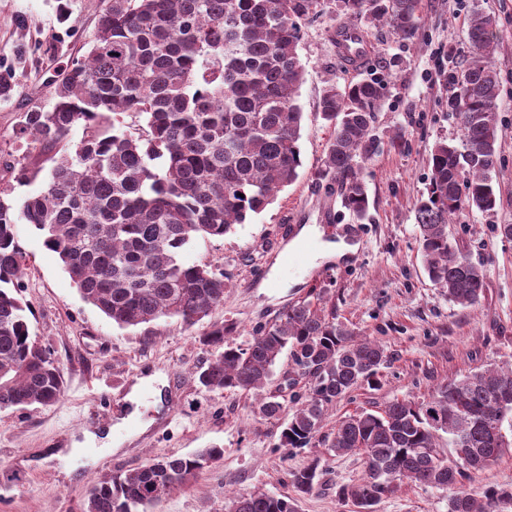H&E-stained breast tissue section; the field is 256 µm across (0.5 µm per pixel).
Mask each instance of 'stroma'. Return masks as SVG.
<instances>
[{
  "instance_id": "obj_1",
  "label": "stroma",
  "mask_w": 512,
  "mask_h": 512,
  "mask_svg": "<svg viewBox=\"0 0 512 512\" xmlns=\"http://www.w3.org/2000/svg\"><path fill=\"white\" fill-rule=\"evenodd\" d=\"M476 10L499 21L503 137L493 173L495 210H463L448 226L453 244L486 275L482 301L463 308L425 272L414 204L426 193L435 144L461 143L448 109L457 92L449 74L469 57L467 18ZM98 11L97 0H0V69L11 72L14 85L10 98H0V188L9 199L22 201L44 186L40 178L18 183L6 170L10 164H43L39 149L15 137L19 116L34 101L49 103L47 86L61 65L88 52ZM345 21L337 0H321L313 18L301 23L305 81L297 180L232 233L197 239L187 253L189 261L231 274L224 303L211 318L232 325L235 344L247 345L257 326L317 294L324 309H335L338 323L384 347L388 359L379 387L360 386L331 405L321 438L356 411L395 399L420 401L443 380L512 363V239L495 230L512 224V0H420L414 33L405 40L385 22L364 23L369 52L364 63L352 66L336 52V29ZM361 80L384 86L376 127L385 146L361 166L369 211L360 222L344 208L339 187L321 177L333 128L319 102L325 86ZM399 130L405 134L401 146H389ZM306 224L317 226L320 241L343 240L356 252L312 258L302 267L284 263L288 245ZM18 234L27 254L22 282L30 333L63 369L65 392L49 407L0 411V512H80L100 472L213 446L223 448V458L155 512H224L225 495L238 492L290 497L293 473L314 462L318 485L301 500L299 512H351L336 489L361 476L359 456L336 455L321 438L306 448H279L281 422L258 412L290 370L289 356L280 357L265 388L205 391L197 372L213 356L202 343L207 323L188 327L162 318L118 327L83 301L38 233L22 224ZM114 424L121 430L112 436ZM75 446L79 454L68 456ZM377 512H448V494L406 485L383 499Z\"/></svg>"
}]
</instances>
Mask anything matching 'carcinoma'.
Masks as SVG:
<instances>
[{
  "mask_svg": "<svg viewBox=\"0 0 512 512\" xmlns=\"http://www.w3.org/2000/svg\"><path fill=\"white\" fill-rule=\"evenodd\" d=\"M90 50L63 68L54 104H33L16 135L40 147L49 163L45 187L20 207L0 195V411L57 403L62 369L30 334L21 273L26 253L17 225L44 237L82 299L120 328L177 317L192 327L224 303L227 276L186 254L198 238H222L261 213L301 167L303 112L298 90L301 21L319 0H101ZM350 18L386 21L402 39L415 28L419 0H340ZM498 19H468L470 57L453 75L448 101L463 147L438 143L427 197L415 219L430 280L461 307L478 303L482 267L454 246L448 224L464 209L491 212V173L498 159L500 74ZM383 86L372 80L328 85L320 99L333 126L324 176L340 183L344 207L365 219L369 199L360 164L381 150L375 133ZM133 114L131 133L109 122ZM81 138L66 145L75 129ZM233 327L214 322L203 342L219 349L198 380L208 392L250 391L272 378L283 351L292 377L312 386L288 409L285 395L260 405L284 419L278 447L305 448L327 407L362 384L377 386L385 350L357 339L313 301H297L256 330L244 347ZM448 434L449 456L438 438ZM338 455H361L364 474L338 489L355 512L376 506L403 485L448 491V512H512V486L471 487L474 475L512 447V365L469 372L440 383L422 401L394 399L380 410L347 416L330 436ZM466 449L461 459L458 449ZM221 448L168 455L98 474L80 512H151L220 461ZM319 462L292 474L295 497L264 492L227 498L224 512H298L317 486Z\"/></svg>",
  "mask_w": 512,
  "mask_h": 512,
  "instance_id": "1",
  "label": "carcinoma"
}]
</instances>
